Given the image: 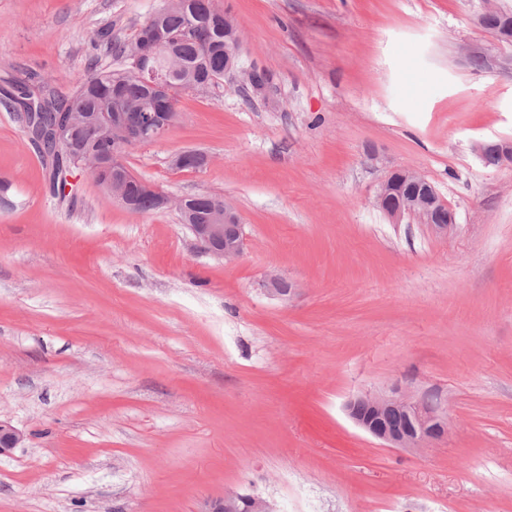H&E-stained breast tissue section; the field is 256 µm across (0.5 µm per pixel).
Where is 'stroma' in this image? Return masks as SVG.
<instances>
[{
	"label": "stroma",
	"instance_id": "obj_1",
	"mask_svg": "<svg viewBox=\"0 0 512 512\" xmlns=\"http://www.w3.org/2000/svg\"><path fill=\"white\" fill-rule=\"evenodd\" d=\"M164 0H0V89L35 73L71 95ZM240 66L182 93L124 162L161 193L230 200L227 263L172 208L133 214L82 169L65 196L0 106V512H208L225 492L279 512H512V56L483 0H215ZM206 154L179 170L184 151ZM418 172L447 234L395 224L374 195ZM286 279L294 291L268 293ZM407 387L447 433L421 451L358 428L355 396ZM503 11L498 6L489 5L476 18V22L483 25L486 32L495 40L503 38L509 32L508 18ZM477 153L483 161L486 160L488 155L494 154L498 159V165L500 167L512 166V154L510 150L501 148L500 143L493 144L491 141L479 143L477 145ZM486 164L488 166H497L495 157L490 155V157L487 158Z\"/></svg>",
	"mask_w": 512,
	"mask_h": 512
}]
</instances>
